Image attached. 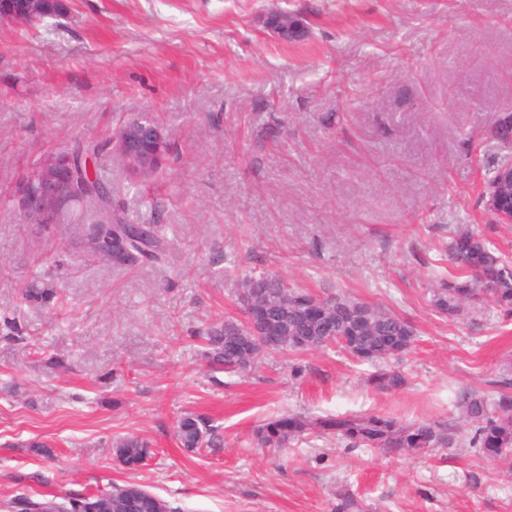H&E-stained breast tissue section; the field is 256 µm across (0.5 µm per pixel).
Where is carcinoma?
Wrapping results in <instances>:
<instances>
[{"instance_id":"1","label":"carcinoma","mask_w":512,"mask_h":512,"mask_svg":"<svg viewBox=\"0 0 512 512\" xmlns=\"http://www.w3.org/2000/svg\"><path fill=\"white\" fill-rule=\"evenodd\" d=\"M485 134L501 143L512 141V113H501L500 120L485 130ZM512 166V155L505 153L499 160L485 166V209L492 217L512 212V179L501 176L502 169ZM98 199L89 194L70 206L77 222L89 226L95 241H105L116 229L131 226L123 212H115L116 224L103 225L98 215ZM138 232L132 236L130 248L136 254L133 260L118 259L116 266H139L157 263L163 259L164 241L158 225L137 224ZM448 262L454 272L450 281H443L434 289V305L440 313L456 318L462 309L486 297L491 298L506 316H512V262L487 239L466 228L454 234L448 243ZM57 295V287L45 281H35L23 292L31 303L47 304ZM236 295L243 303L251 297L274 307L288 308V342L281 350L292 354L325 348L309 340L298 330L300 311L304 308L325 311L342 329L341 335L356 337L355 345L347 354L364 362L386 361L408 351L415 341L414 327L403 317L385 308L370 305L345 296L336 297L338 304H330V297H319L305 289L290 288L276 274L249 276L236 284ZM245 333L239 322L227 318L206 327L198 334L204 346L203 354L213 369L228 374H244L264 356L266 349L255 340L246 343L242 356L224 358V336ZM372 382L381 388H398L403 377L392 370L378 368ZM455 406L468 418L474 430L470 437L472 447L499 461L512 471V395L502 392L490 398L472 390L457 394ZM312 429L335 432L354 447L385 448L391 451L419 452L435 446H446L453 440L451 426L445 422L404 420L390 414L373 412L351 413L345 416H311L294 413L276 417L258 428L259 444L267 448H285L288 442ZM175 437L180 447L194 451L209 447L213 442V428L194 414L182 416L176 425ZM112 448L116 458L125 466L135 468L151 454L148 441L139 437H126L115 441ZM112 494V512H126L122 486L114 484L103 488L97 495ZM87 497L85 492L68 491L57 499L45 501L47 505L63 507L71 504L76 509Z\"/></svg>"}]
</instances>
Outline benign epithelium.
Returning <instances> with one entry per match:
<instances>
[{"label": "benign epithelium", "instance_id": "7a95c632", "mask_svg": "<svg viewBox=\"0 0 512 512\" xmlns=\"http://www.w3.org/2000/svg\"><path fill=\"white\" fill-rule=\"evenodd\" d=\"M45 0H0V21L10 20L28 25L39 24L47 17ZM266 27L281 41L292 43L309 36L307 23L299 15L273 12ZM168 136L164 128L149 115L133 118L112 139V152L130 176L146 179L165 164ZM79 197L77 174L71 155L58 151L39 160L35 169L22 176L13 190L12 201L22 223L48 227L60 223L66 204ZM104 259L123 257L128 253L126 236L117 231L102 246ZM246 325L265 330L281 322L275 307L251 305L246 311Z\"/></svg>", "mask_w": 512, "mask_h": 512}]
</instances>
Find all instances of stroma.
Wrapping results in <instances>:
<instances>
[{"label":"stroma","instance_id":"35a3bbf8","mask_svg":"<svg viewBox=\"0 0 512 512\" xmlns=\"http://www.w3.org/2000/svg\"><path fill=\"white\" fill-rule=\"evenodd\" d=\"M63 18L0 24V512L21 492H93L136 481L183 512H512V473L470 448L458 389L512 378V320L490 301L456 319L432 291L459 229L512 259V224L478 204L484 129L512 112V0H63ZM302 15L276 39L265 18ZM157 117L166 169L133 185L109 141ZM93 138L97 174L134 224L164 227L163 262L115 267L86 226L21 223L16 181ZM379 305L416 329L382 390L335 348L265 354L243 376L210 372L190 333L241 318L236 279ZM55 278L47 306L26 303ZM356 411L444 420L452 445L353 448L308 434L261 447L284 413ZM193 412L214 446L174 437ZM151 456L131 470L115 440ZM290 13V12H288ZM286 12H273L266 18V27L281 41L292 43L309 36L307 23L299 15L288 16ZM57 295V287L54 283L34 281L23 292V298L31 303L47 304ZM112 448L116 458L125 466L134 469L151 454L148 441L139 437H126L115 441Z\"/></svg>","mask_w":512,"mask_h":512}]
</instances>
